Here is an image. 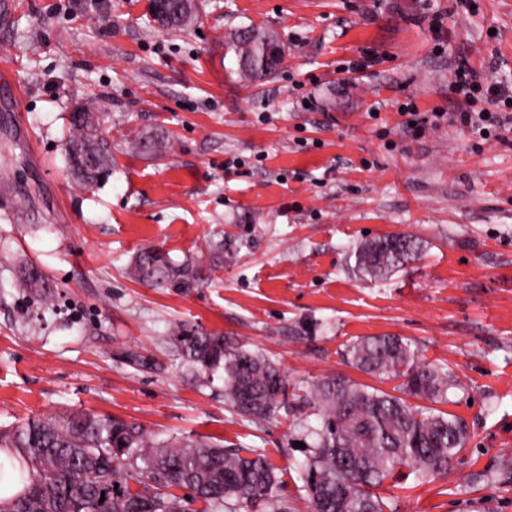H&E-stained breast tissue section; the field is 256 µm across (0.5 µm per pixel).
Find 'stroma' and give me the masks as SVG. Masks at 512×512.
I'll return each instance as SVG.
<instances>
[{"instance_id":"obj_1","label":"stroma","mask_w":512,"mask_h":512,"mask_svg":"<svg viewBox=\"0 0 512 512\" xmlns=\"http://www.w3.org/2000/svg\"><path fill=\"white\" fill-rule=\"evenodd\" d=\"M474 3L201 0L199 30L165 34L149 0H15L0 22L16 77L0 86V429L79 412L160 444L263 448L281 499L312 512L293 466L316 422L301 400L336 374L391 390L344 349L394 334L463 382L447 411L470 443L447 476L385 484L390 512H512V130L485 139L442 118L459 61L512 75V0ZM247 25L275 29L286 51L251 86L224 67L225 32ZM364 55L373 66L343 81ZM87 101L115 158L92 190L65 158L68 116ZM137 135L163 137V156L130 153ZM401 233L422 242L418 260L353 272L354 244ZM147 247L195 259L199 281H135ZM27 265L45 288L18 287ZM178 326L277 364L291 397L276 420L225 405L223 370L188 362Z\"/></svg>"}]
</instances>
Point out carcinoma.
Segmentation results:
<instances>
[{"mask_svg":"<svg viewBox=\"0 0 512 512\" xmlns=\"http://www.w3.org/2000/svg\"><path fill=\"white\" fill-rule=\"evenodd\" d=\"M164 7V31L201 22L193 0H166ZM279 49L280 38L270 30L241 27L224 38V58L250 83L270 77L262 56ZM70 124L66 162L92 188L111 173V145L90 105H77ZM131 147L155 154L164 145L140 137ZM420 254V243L408 234L363 240L351 252L353 271L380 278ZM133 273L160 286L197 278L195 262L174 263L156 249L140 253ZM177 340L201 368L224 367V396L238 415L261 424L285 407L288 380L260 353L233 337L182 327ZM346 357L361 372L395 385L389 393L340 374L318 379L308 400L318 425L304 428L313 442L298 476L313 512H385L379 489L387 480L431 482L447 474L468 445L466 426L438 409L463 383L448 366L425 362L415 343L402 336L358 337L346 346ZM0 451L23 484L15 496L0 500V512H185L175 488L203 502V512H288V502L279 499V468L265 452L193 440L157 445L138 424L115 417L34 419L1 431Z\"/></svg>","mask_w":512,"mask_h":512,"instance_id":"1","label":"carcinoma"}]
</instances>
